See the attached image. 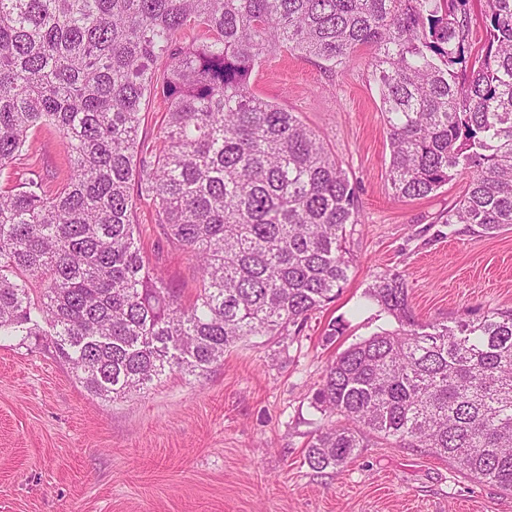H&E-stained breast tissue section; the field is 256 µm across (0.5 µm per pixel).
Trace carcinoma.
<instances>
[{"mask_svg": "<svg viewBox=\"0 0 512 512\" xmlns=\"http://www.w3.org/2000/svg\"><path fill=\"white\" fill-rule=\"evenodd\" d=\"M365 46L394 196L464 176L437 222L512 227V0H0V174L42 126L69 163L52 191L0 189V336L50 337L110 401L303 326L348 280L357 198L324 139L249 78L276 48L346 67ZM157 90L162 146L143 157ZM141 198L198 263L187 305L143 259ZM367 295L397 328L326 368L313 406L344 423L313 437L308 465L340 468L376 435L512 493V309L422 324L390 272ZM166 104L160 92H152L146 97L145 104L142 106L141 123L138 131V141L140 148L152 149L160 146L162 140V115L165 112Z\"/></svg>", "mask_w": 512, "mask_h": 512, "instance_id": "1", "label": "carcinoma"}]
</instances>
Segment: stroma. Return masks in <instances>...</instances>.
Segmentation results:
<instances>
[{
	"label": "stroma",
	"mask_w": 512,
	"mask_h": 512,
	"mask_svg": "<svg viewBox=\"0 0 512 512\" xmlns=\"http://www.w3.org/2000/svg\"><path fill=\"white\" fill-rule=\"evenodd\" d=\"M372 56L366 48L331 68L281 48L249 82L324 138L356 189L349 280L336 301L300 333L241 341L204 376L175 370L111 402L90 394L45 337L0 336V512H512V493L426 448L372 436L343 468L317 471L305 459L330 422L312 405L327 365L396 326L365 297L375 276L404 275L422 323L512 308V229L453 235L437 221L462 181L423 198L394 196ZM66 170L58 133L44 127L9 172L52 189ZM134 222L146 264L189 302L195 261L155 224L150 201L137 202ZM333 324L340 332L329 343Z\"/></svg>",
	"instance_id": "obj_1"
}]
</instances>
